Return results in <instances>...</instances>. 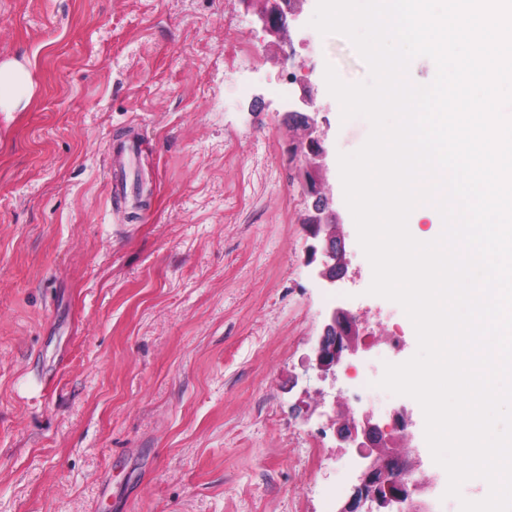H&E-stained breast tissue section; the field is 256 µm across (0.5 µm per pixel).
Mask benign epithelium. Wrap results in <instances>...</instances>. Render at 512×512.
I'll return each instance as SVG.
<instances>
[{"label": "benign epithelium", "instance_id": "benign-epithelium-1", "mask_svg": "<svg viewBox=\"0 0 512 512\" xmlns=\"http://www.w3.org/2000/svg\"><path fill=\"white\" fill-rule=\"evenodd\" d=\"M257 6L265 31L276 39L289 32L306 0H245ZM317 88L301 84L300 94L285 113L292 125L293 155L303 161L301 180L305 193L314 198L305 225L316 244L311 257H320L315 277L334 287L348 274L350 258L343 224L325 194L330 166L327 130L316 107ZM362 318L343 307L329 313L322 333L307 356V367L322 380L336 383L338 373L352 367L365 350ZM333 422L342 448H354L360 458L353 467L348 499L336 512H421V497L434 487V477L424 468L418 447L412 445L415 421L404 408L394 412L392 423L380 425L370 412L356 414L341 395L334 396Z\"/></svg>", "mask_w": 512, "mask_h": 512}]
</instances>
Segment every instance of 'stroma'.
I'll return each instance as SVG.
<instances>
[{
    "instance_id": "obj_1",
    "label": "stroma",
    "mask_w": 512,
    "mask_h": 512,
    "mask_svg": "<svg viewBox=\"0 0 512 512\" xmlns=\"http://www.w3.org/2000/svg\"><path fill=\"white\" fill-rule=\"evenodd\" d=\"M273 42L242 0H0V66L32 80L0 106V512H335L349 448L303 418L330 381L306 358L339 304L366 315L355 360L417 351L403 308L308 262L312 198L276 89L318 88L332 156L359 149L325 82L368 80L353 44L311 27ZM136 136L146 204L116 206L111 151ZM320 448L322 462L310 451Z\"/></svg>"
}]
</instances>
